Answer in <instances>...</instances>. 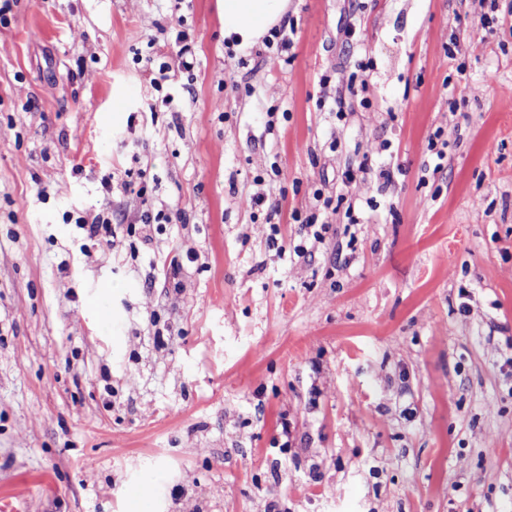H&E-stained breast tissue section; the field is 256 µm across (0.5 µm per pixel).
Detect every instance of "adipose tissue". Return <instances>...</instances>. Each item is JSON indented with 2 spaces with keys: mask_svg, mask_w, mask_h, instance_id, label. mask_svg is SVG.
Masks as SVG:
<instances>
[{
  "mask_svg": "<svg viewBox=\"0 0 512 512\" xmlns=\"http://www.w3.org/2000/svg\"><path fill=\"white\" fill-rule=\"evenodd\" d=\"M221 6L224 37L241 50L260 44L288 12V0H221Z\"/></svg>",
  "mask_w": 512,
  "mask_h": 512,
  "instance_id": "adipose-tissue-1",
  "label": "adipose tissue"
}]
</instances>
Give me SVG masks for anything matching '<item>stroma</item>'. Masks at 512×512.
<instances>
[{
    "label": "stroma",
    "mask_w": 512,
    "mask_h": 512,
    "mask_svg": "<svg viewBox=\"0 0 512 512\" xmlns=\"http://www.w3.org/2000/svg\"><path fill=\"white\" fill-rule=\"evenodd\" d=\"M478 11L288 0L291 48L240 51L219 0H11L0 501L512 512V0L491 35ZM183 41L197 66L153 84L147 58ZM362 60L360 96L348 81ZM440 127L441 162L427 150ZM366 146L391 178L350 185L355 223L330 215L306 263L270 249L250 197L281 200L296 244L293 209L335 195ZM130 172L155 209L185 213L147 245L140 201L120 187ZM99 213L116 221L113 249L75 224ZM157 322L173 327L160 344ZM139 481L156 495L137 498Z\"/></svg>",
    "instance_id": "1"
}]
</instances>
